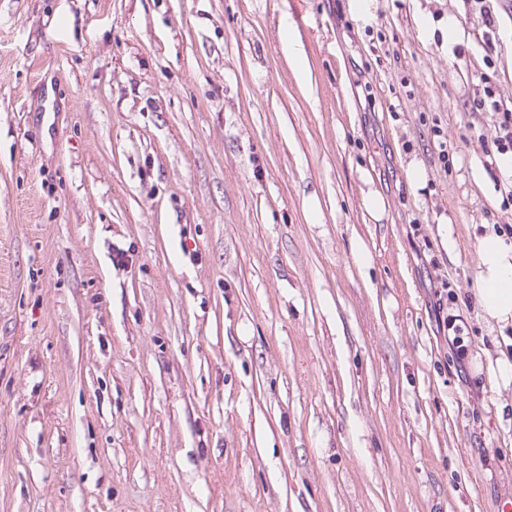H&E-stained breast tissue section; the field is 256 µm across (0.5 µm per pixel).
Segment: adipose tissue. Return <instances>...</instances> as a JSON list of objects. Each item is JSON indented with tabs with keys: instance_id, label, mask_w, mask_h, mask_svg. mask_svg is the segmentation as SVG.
<instances>
[{
	"instance_id": "ef3b65f1",
	"label": "adipose tissue",
	"mask_w": 512,
	"mask_h": 512,
	"mask_svg": "<svg viewBox=\"0 0 512 512\" xmlns=\"http://www.w3.org/2000/svg\"><path fill=\"white\" fill-rule=\"evenodd\" d=\"M478 257L482 317L501 329L512 326V241L486 235L478 243Z\"/></svg>"
}]
</instances>
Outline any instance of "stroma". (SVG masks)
I'll use <instances>...</instances> for the list:
<instances>
[{
  "label": "stroma",
  "mask_w": 512,
  "mask_h": 512,
  "mask_svg": "<svg viewBox=\"0 0 512 512\" xmlns=\"http://www.w3.org/2000/svg\"><path fill=\"white\" fill-rule=\"evenodd\" d=\"M357 1L0 0V512L512 497L477 254L512 202L471 109L512 108V0L492 32L473 0ZM434 294L437 297L436 300V314L438 319V326H442L443 333L445 336V331H447V338L449 339L451 346L453 350L455 351V354L457 356L458 361H462L464 356V345L463 339L461 338V335L463 333L462 326L457 324V321H460L457 319V315H448V302L452 300H456L453 293L448 291V282L441 279L440 286L434 285ZM446 310V312H445ZM452 332V339L451 334Z\"/></svg>",
  "instance_id": "stroma-1"
}]
</instances>
